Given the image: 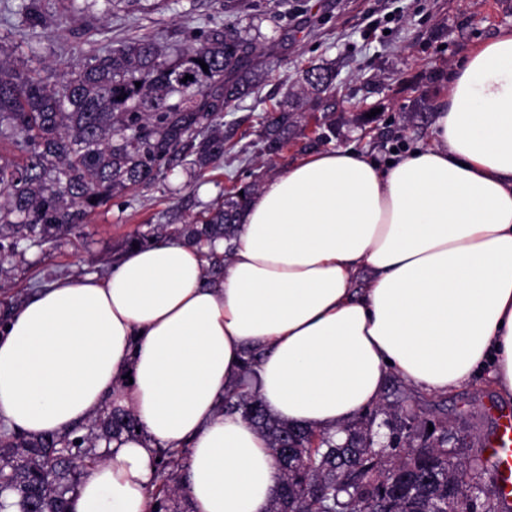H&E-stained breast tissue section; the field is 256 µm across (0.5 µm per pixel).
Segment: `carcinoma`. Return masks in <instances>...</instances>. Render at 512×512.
<instances>
[{
  "label": "carcinoma",
  "mask_w": 512,
  "mask_h": 512,
  "mask_svg": "<svg viewBox=\"0 0 512 512\" xmlns=\"http://www.w3.org/2000/svg\"><path fill=\"white\" fill-rule=\"evenodd\" d=\"M140 2L57 0L49 15L41 0H3V11L36 34L74 14L107 15L120 3ZM252 51L236 29L215 23L184 48L149 34L133 38L52 83L31 45L22 67L0 66V145L18 158L0 163V264L20 243L41 246L86 223L113 196L154 183L186 147L199 169L216 163L224 156V110L252 87ZM303 80L264 122L271 154L288 144L299 109L320 111L329 99V70L314 65ZM255 190L254 183L243 187L172 232H136L124 248L171 233L200 247L230 241ZM401 388L387 375L379 402L339 429L340 439L273 419L245 381L227 391L221 412L240 413L269 441L281 472L270 512H499L496 492L468 495L470 483L482 481L483 461L448 451L447 415L403 405ZM387 415L403 425L388 428L382 441L374 427ZM138 427L131 410L112 404L64 435H24L0 423V512H70L83 477L108 458L101 446L137 436ZM153 453L150 512H193L183 489L188 449L156 446Z\"/></svg>",
  "instance_id": "obj_1"
}]
</instances>
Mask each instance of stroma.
<instances>
[{
    "mask_svg": "<svg viewBox=\"0 0 512 512\" xmlns=\"http://www.w3.org/2000/svg\"><path fill=\"white\" fill-rule=\"evenodd\" d=\"M209 20L234 24L244 40L267 46L251 57L253 93L224 113L223 157L202 174L182 160L149 188L112 198L55 242L21 246L0 273V302L61 277L106 275L129 233L193 222L222 194L267 179L316 149L317 129L327 134V147L369 157L427 141L449 68L512 27V0H284L277 7L271 0H167L156 10L65 20L41 32L36 47L52 71L140 33L183 47ZM313 65L335 76L328 109L304 112L287 148L268 154L260 135L265 118ZM410 396L421 409L447 414L473 455L495 433L500 412H512V394L487 372L445 395L414 389Z\"/></svg>",
    "mask_w": 512,
    "mask_h": 512,
    "instance_id": "obj_1",
    "label": "stroma"
}]
</instances>
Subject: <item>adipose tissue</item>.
Instances as JSON below:
<instances>
[{"instance_id":"ef3b65f1","label":"adipose tissue","mask_w":512,"mask_h":512,"mask_svg":"<svg viewBox=\"0 0 512 512\" xmlns=\"http://www.w3.org/2000/svg\"><path fill=\"white\" fill-rule=\"evenodd\" d=\"M427 142L376 160L309 152L238 216L222 275L167 238L104 277H63L0 326V421L64 434L106 401L144 438L110 445L73 512H149L152 439L188 447L195 512H269L268 440L218 406L258 352L268 413L336 431L373 407L387 374L444 394L492 366L512 392V29L447 75Z\"/></svg>"}]
</instances>
